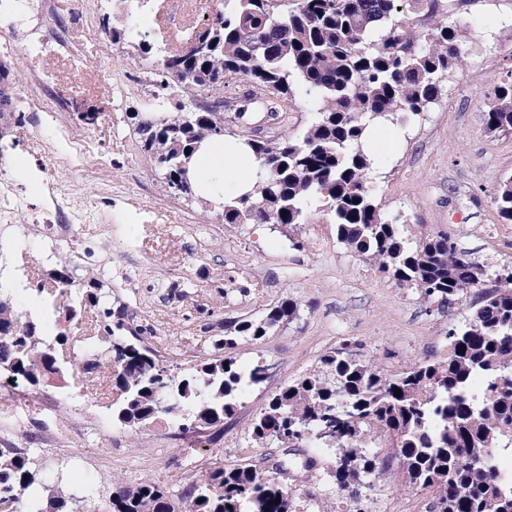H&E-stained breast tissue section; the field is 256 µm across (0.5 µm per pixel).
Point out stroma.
I'll use <instances>...</instances> for the list:
<instances>
[{
    "mask_svg": "<svg viewBox=\"0 0 512 512\" xmlns=\"http://www.w3.org/2000/svg\"><path fill=\"white\" fill-rule=\"evenodd\" d=\"M113 0H0V61L12 68L10 96L19 117L0 120V295L35 315L30 282L46 279L60 257L90 265L112 294L147 327L151 347L176 369L209 357L231 318H258L278 302L297 303L296 318L258 343L240 342L238 364L264 362L266 379L251 387L219 427L183 431L165 423L145 431L116 423L106 378L70 372L67 388L32 389L0 376V443L27 449L44 487L64 480L91 488L105 512L115 482L151 477L180 502L199 473L212 466H261L280 455L249 429L275 391L309 372L327 351L359 345L388 372L444 357L449 325L464 323L467 301L425 303L339 242L330 214L310 203L306 223L280 231L265 224H227L213 208L169 191L141 151L130 113L144 96L136 30L113 43L100 34ZM150 42L180 44L203 28L214 0H150ZM460 29L463 64L420 116L394 122L395 135L376 152L370 172L385 218L416 243L450 233L460 251L489 269L512 268V223L501 221L493 189L512 175V136L493 137L484 114L496 86L512 71V0H442ZM70 49L60 52L59 41ZM98 116L87 125L82 113ZM302 96L289 101L264 139L297 138L316 120ZM92 143L87 166L73 143ZM63 196L77 234L58 242L51 194ZM187 285L186 297L177 288ZM314 478L282 480L324 512L336 508L329 474L335 456L316 449ZM432 493L408 487L396 462L378 469L362 512H429Z\"/></svg>",
    "mask_w": 512,
    "mask_h": 512,
    "instance_id": "1",
    "label": "stroma"
}]
</instances>
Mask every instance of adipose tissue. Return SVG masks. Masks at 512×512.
<instances>
[{
    "mask_svg": "<svg viewBox=\"0 0 512 512\" xmlns=\"http://www.w3.org/2000/svg\"><path fill=\"white\" fill-rule=\"evenodd\" d=\"M259 163L241 140L205 139L190 163V178L198 196L213 208L253 191Z\"/></svg>",
    "mask_w": 512,
    "mask_h": 512,
    "instance_id": "obj_1",
    "label": "adipose tissue"
}]
</instances>
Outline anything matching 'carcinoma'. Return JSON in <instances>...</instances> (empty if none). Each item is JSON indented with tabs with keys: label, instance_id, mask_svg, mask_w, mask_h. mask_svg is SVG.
Wrapping results in <instances>:
<instances>
[{
	"label": "carcinoma",
	"instance_id": "carcinoma-1",
	"mask_svg": "<svg viewBox=\"0 0 512 512\" xmlns=\"http://www.w3.org/2000/svg\"><path fill=\"white\" fill-rule=\"evenodd\" d=\"M398 13L396 0H237L230 12L220 5L194 51L143 40V53L160 58L151 65L152 103L134 131L170 189L188 171L196 145L224 125V111L214 107L228 81L277 92L279 101L260 103L258 112L283 111L297 92L313 103L318 118L302 138L249 145L260 161L256 189L224 203V223L304 224L308 204L320 201L338 240L399 285L440 306L471 291L474 297L465 325L448 329L445 357L392 374L345 343L272 395L251 438L261 447L334 451L330 477L342 492L336 512H351V501L371 484L378 468L371 448L382 436L408 483L438 493L437 512H512V483L486 460L487 449L502 440L512 446V276L483 285L498 273L468 258L445 232L409 243L383 217L368 180L374 164L363 148L368 128L399 112L420 115L438 98L443 75L463 63L456 26L421 31ZM170 89L182 97L173 112L165 109ZM484 125L492 136L512 135V80L494 91ZM493 202L512 223V176L498 184ZM49 279L54 291L41 281L33 288L43 310L37 319L0 299V372L32 388L65 386L68 370L58 351L81 312L94 308L97 335L79 357L83 372L108 373L116 395L112 418L143 431L162 419L181 430L223 422L246 388L266 378L264 366L243 368L228 352L242 340H262L298 311L286 299L258 319L227 320L210 357L172 374L126 307H112L96 269L79 274L66 259ZM50 322L56 333L45 337L41 326ZM287 472L279 461L269 470L210 467L182 497L181 512H309L280 480ZM36 484L27 453L0 449V512H95L90 492L59 482L43 496ZM107 512L176 510L164 486L143 480L115 485Z\"/></svg>",
	"mask_w": 512,
	"mask_h": 512
}]
</instances>
